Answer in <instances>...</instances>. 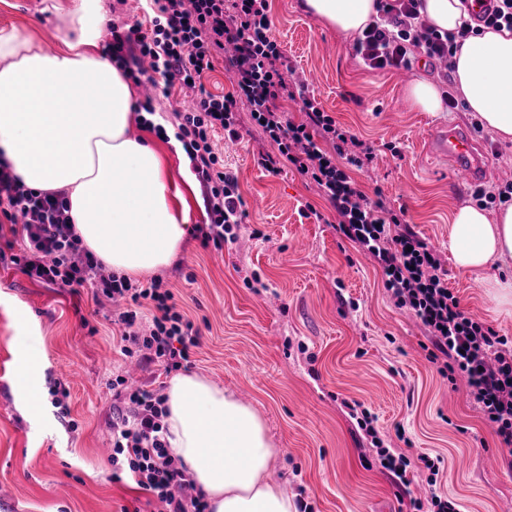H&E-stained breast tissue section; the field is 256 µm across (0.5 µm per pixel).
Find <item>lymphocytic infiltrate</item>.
I'll return each mask as SVG.
<instances>
[{
    "label": "lymphocytic infiltrate",
    "mask_w": 512,
    "mask_h": 512,
    "mask_svg": "<svg viewBox=\"0 0 512 512\" xmlns=\"http://www.w3.org/2000/svg\"><path fill=\"white\" fill-rule=\"evenodd\" d=\"M149 27L121 28L108 22V51L129 74L145 76L150 87L164 85L194 95L195 107L176 113L177 135L192 169L207 189L208 221L195 225L202 246L223 248L235 242L242 197L236 179L224 173L211 140L224 132L241 137L238 112L247 103L250 120L269 140L261 164L279 173L292 165L313 182L335 209L339 232L376 263L383 286L398 308L409 311L430 336L429 359L441 376L465 375L469 395L500 443L512 447V340L467 314L448 287L439 253L420 237L405 217L384 199H371L353 181L373 160L370 147L336 122L310 97L304 83L288 78L292 67L271 32L268 0H150ZM420 0H379L378 16L356 39L355 50L366 68L407 69L419 59L450 62L461 40L481 28L512 31V0H496L483 25L472 21L454 32L438 33L419 12ZM234 93L207 92L202 77L214 69L216 56ZM298 103L305 118L296 122L280 109ZM63 193H34L0 162V218L21 227V254L11 261L40 282L62 288H91L94 299L115 304L112 322L120 331L121 352L141 354L165 372L189 363L199 333L177 311L161 277L147 282L107 272L82 248L66 213ZM119 400L112 414V467L126 473L151 495L159 512H205L202 495L170 449L166 396L161 389L126 386L117 378Z\"/></svg>",
    "instance_id": "obj_1"
}]
</instances>
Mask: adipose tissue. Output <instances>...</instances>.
I'll use <instances>...</instances> for the list:
<instances>
[{
	"label": "adipose tissue",
	"instance_id": "1",
	"mask_svg": "<svg viewBox=\"0 0 512 512\" xmlns=\"http://www.w3.org/2000/svg\"><path fill=\"white\" fill-rule=\"evenodd\" d=\"M378 0H302L337 34L361 33ZM60 48L47 53L28 28H0V161L28 189L65 192L82 245L129 278L169 266L186 235L190 208L161 145L133 138V91L102 44L104 0H54ZM468 112L512 140V31L485 30L463 40L452 59ZM448 249L455 265L480 272L512 265V203L492 213L476 206L452 215ZM15 329L16 392L30 414L43 404L37 351L27 344L25 313ZM168 441L200 489L207 512H298L268 481L277 450L264 420L236 396L196 373L175 375L165 403Z\"/></svg>",
	"mask_w": 512,
	"mask_h": 512
}]
</instances>
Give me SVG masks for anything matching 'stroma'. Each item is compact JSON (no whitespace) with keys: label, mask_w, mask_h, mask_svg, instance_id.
Listing matches in <instances>:
<instances>
[{"label":"stroma","mask_w":512,"mask_h":512,"mask_svg":"<svg viewBox=\"0 0 512 512\" xmlns=\"http://www.w3.org/2000/svg\"><path fill=\"white\" fill-rule=\"evenodd\" d=\"M51 2L0 0V27L24 25L56 51ZM268 3L295 79L373 150L355 181L405 208L414 231L439 250L462 308L512 338V305L493 286L512 269L465 272L448 250L450 217L473 203L475 187L453 184L436 143L448 125L471 128L473 116L419 111L401 72L365 69L353 40L302 11L300 0ZM477 138L489 154L482 184L512 182V142L485 130ZM212 146L245 202L238 238L218 252L186 237L160 275L200 333L188 372L263 416L277 450L268 480L310 512H410L350 415L357 402L391 452L439 458L438 476L421 464L412 470L414 496L433 490L461 512H512V456L465 381H449L428 361L429 337L394 305L371 259L337 231L338 216L316 186L294 170L263 168L269 144L251 123L241 141L219 132ZM19 309L40 351L44 388L58 382L67 390V415L49 400L33 417L21 408L13 387ZM111 319V303L94 302L89 289L74 293L0 264V512H153L145 493L113 477L112 385L128 361Z\"/></svg>","instance_id":"stroma-1"}]
</instances>
